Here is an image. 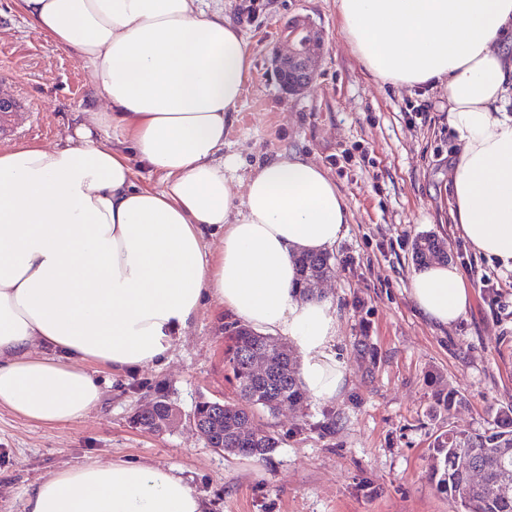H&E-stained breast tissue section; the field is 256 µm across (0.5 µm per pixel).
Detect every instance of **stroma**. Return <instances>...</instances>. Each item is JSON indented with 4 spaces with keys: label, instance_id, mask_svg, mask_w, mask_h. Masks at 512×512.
<instances>
[{
    "label": "stroma",
    "instance_id": "obj_1",
    "mask_svg": "<svg viewBox=\"0 0 512 512\" xmlns=\"http://www.w3.org/2000/svg\"><path fill=\"white\" fill-rule=\"evenodd\" d=\"M244 31L253 60L225 153L246 164L290 151L321 163L351 219L332 249L323 291L336 310L338 359L348 379L329 401L263 415L255 425L279 446L271 461L209 448L186 419L202 398L237 396L225 363L234 317L208 301L163 362L113 375L95 367L102 404L52 426L0 408V512H25L33 487L88 462L177 466L210 512H453L431 478L432 444L448 430L472 435L512 407V276L475 256L448 212V163L458 149L440 95L375 79L351 53L336 0H220ZM300 17L316 27V79L300 96L282 92L271 66L281 30ZM13 78L44 118L37 144L66 132L91 97L90 77L0 0V77ZM435 235L470 292L466 316L439 329L411 297L415 239ZM461 404L431 415L436 391ZM165 395L185 416L160 433L135 412ZM336 420L320 430L325 415Z\"/></svg>",
    "mask_w": 512,
    "mask_h": 512
}]
</instances>
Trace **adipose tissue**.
<instances>
[{"mask_svg": "<svg viewBox=\"0 0 512 512\" xmlns=\"http://www.w3.org/2000/svg\"><path fill=\"white\" fill-rule=\"evenodd\" d=\"M202 3L16 0L94 91L55 144L0 148V407L27 420L54 425L99 407L90 365L120 374L163 361L208 299L298 347L313 397L333 399L346 383L336 312L301 297L297 259L336 244L348 204L298 153L239 177L224 131L252 59L243 31ZM337 10L371 75L444 90L460 147L451 218L477 254L512 271V0H337ZM143 172L158 185L138 183ZM410 294L440 328L470 305L451 263L416 269ZM26 512L207 504L175 467L117 460L52 475L28 492Z\"/></svg>", "mask_w": 512, "mask_h": 512, "instance_id": "1", "label": "adipose tissue"}]
</instances>
